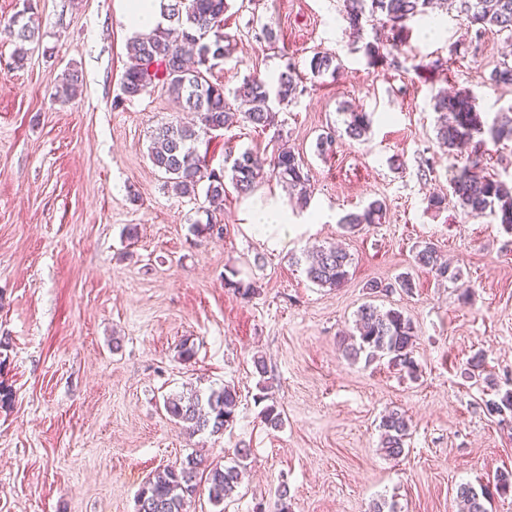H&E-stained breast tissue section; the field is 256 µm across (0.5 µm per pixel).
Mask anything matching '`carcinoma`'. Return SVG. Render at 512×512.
Returning <instances> with one entry per match:
<instances>
[{
	"label": "carcinoma",
	"mask_w": 512,
	"mask_h": 512,
	"mask_svg": "<svg viewBox=\"0 0 512 512\" xmlns=\"http://www.w3.org/2000/svg\"><path fill=\"white\" fill-rule=\"evenodd\" d=\"M344 12L351 34H357L362 21H377L391 32V48L399 51L406 45L407 23L417 16H426L437 6L448 7L464 17L481 33L492 28L512 37V0H343ZM227 0H167L161 5L163 22L154 29L133 36V61L126 67L121 81L123 99L132 100L161 84L184 112L196 114L197 122L185 125L171 121L159 126L152 134L149 158L152 165L167 175V183L177 194L196 198L205 194L209 203L206 223L194 225L200 237H222L224 228L218 215L223 211L225 179H230L238 193H250L257 180L263 177L265 160L249 149L232 159L231 166L216 169L210 164L209 150L213 134L233 126H251L266 130L273 126L275 113L272 104L287 105L297 95L298 75L286 66L274 81L260 77L243 79L233 92V98L247 105L245 111L232 107L224 85L209 78L212 60L225 58L229 53L224 45V14ZM31 4L14 15L0 34L15 45L11 57L16 69L24 67L29 49L26 45L37 41L38 28L32 17ZM310 70L316 76L335 74L339 68L336 56L316 52L310 59ZM83 79L79 71L64 75L61 89L66 99L74 100L82 94ZM437 113L436 138L448 154L468 152L464 166L450 183L452 195L463 213L471 218L490 216L512 232V184L492 175H481L483 157L478 153L475 136L484 132L498 141L512 140V117L504 116L485 127L475 98L466 90L453 93L440 91L433 97ZM346 135L354 141H363L371 127L370 116L350 107L342 109ZM272 171L288 184L303 203L310 199V179L300 156L291 150H282L270 160ZM385 215V203L373 200L361 210L345 214L342 228L353 233L371 224H379ZM414 260L420 268L438 279L453 283L461 280V272L441 260L439 251L427 243L419 249ZM351 257L334 244L323 246L306 258L307 279L321 288H340L349 279ZM414 282L408 275L394 283L373 280L366 284L371 294H387L396 289L410 291ZM416 342L412 320L399 309L386 311L371 302L361 305L356 313L355 333L344 346L345 357L353 362L365 358L366 364L388 359V364L411 378H418L419 365L414 359ZM239 405L236 388H224L202 397L197 392L172 395L164 399L166 413L184 425L191 434L207 431L212 435L224 433L233 424ZM512 410V390L483 401V411L500 415ZM380 450L393 460L405 452L410 423L398 409L384 412L378 424ZM252 450L238 446L233 464H210L200 475L202 460L189 457L179 465H167L151 473L137 494V512H188L187 504L197 494L201 483L208 484L209 499L214 506L224 504L241 484ZM500 496L512 493V471H501L496 476L494 490H480L461 484L456 490L460 512H488L485 502L492 493ZM273 508L261 503L255 512H289L288 488L281 486L275 493Z\"/></svg>",
	"instance_id": "cac0c4a2"
}]
</instances>
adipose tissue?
<instances>
[{"instance_id":"adipose-tissue-1","label":"adipose tissue","mask_w":512,"mask_h":512,"mask_svg":"<svg viewBox=\"0 0 512 512\" xmlns=\"http://www.w3.org/2000/svg\"><path fill=\"white\" fill-rule=\"evenodd\" d=\"M244 218L246 232L274 251L286 248L300 230L299 225L293 224L287 207L275 191L267 200L247 205Z\"/></svg>"}]
</instances>
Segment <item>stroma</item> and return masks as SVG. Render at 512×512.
<instances>
[{
  "instance_id": "1",
  "label": "stroma",
  "mask_w": 512,
  "mask_h": 512,
  "mask_svg": "<svg viewBox=\"0 0 512 512\" xmlns=\"http://www.w3.org/2000/svg\"><path fill=\"white\" fill-rule=\"evenodd\" d=\"M227 2L230 54L214 81L229 93L292 62L304 88L274 127L234 126L210 145L216 168L247 149L270 159L285 146L303 159L311 200L286 203L307 230L278 252L245 231L246 198L231 188L223 239L194 235L207 201L176 195L149 159L152 132L182 111L159 87L119 100L130 34L116 0H35L40 41L24 68H8L14 46L0 39V385L12 392L0 404V512H135L155 469L190 455L228 461L239 444L252 450L240 487L219 508L200 489L190 512H253L283 483L291 512H369L376 499L398 512H459V484L512 469V414L482 410L512 389V233L465 217L452 197L466 159L440 148L432 97L468 90L493 122L512 107V86L490 80L512 62V41L438 9L409 22L407 54L372 66L364 43L391 34L368 22L352 37L342 0ZM317 52L336 55V75H312ZM70 68L83 76L74 101L55 95ZM346 105L370 113L367 140L344 137L319 154L318 136L341 127ZM435 194L442 208L429 206ZM374 199L387 205L382 224L345 233L340 218ZM424 242L461 269L462 284L415 266ZM331 243L353 258L334 289L297 262ZM232 270L256 284L253 298L225 287ZM403 273L412 291L377 303L414 324L415 380L342 351L366 283ZM478 353L482 381L464 375ZM227 384L240 403L224 434L188 435L163 407L166 396ZM262 393L282 428L262 421ZM393 408L411 421L397 460L381 453L377 428Z\"/></svg>"
}]
</instances>
